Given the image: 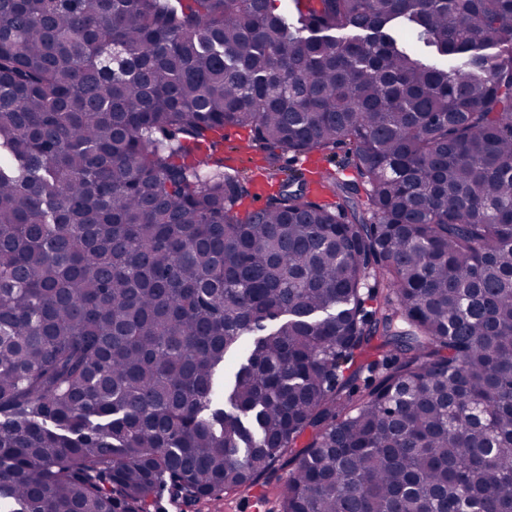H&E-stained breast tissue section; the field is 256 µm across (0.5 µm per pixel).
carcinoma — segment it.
<instances>
[{
	"label": "carcinoma",
	"instance_id": "1",
	"mask_svg": "<svg viewBox=\"0 0 512 512\" xmlns=\"http://www.w3.org/2000/svg\"><path fill=\"white\" fill-rule=\"evenodd\" d=\"M291 2L0 0L6 512H512V0ZM249 140V133L244 129L227 128L224 130V153L229 154L235 151L234 154L238 157L237 167L239 170L250 174L255 155L249 149L246 151L240 150V146L248 143ZM288 480L287 471H278L264 487H257L253 491L237 495L213 498L210 502L197 506H179L177 504L163 503L165 512H271L275 506L278 492ZM257 493H265V510H254L253 500Z\"/></svg>",
	"mask_w": 512,
	"mask_h": 512
}]
</instances>
